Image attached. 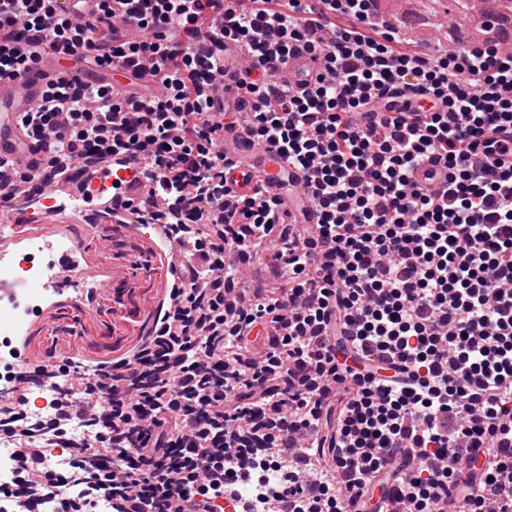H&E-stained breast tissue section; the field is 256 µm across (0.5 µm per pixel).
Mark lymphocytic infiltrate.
I'll return each instance as SVG.
<instances>
[{"label": "lymphocytic infiltrate", "instance_id": "lymphocytic-infiltrate-1", "mask_svg": "<svg viewBox=\"0 0 512 512\" xmlns=\"http://www.w3.org/2000/svg\"><path fill=\"white\" fill-rule=\"evenodd\" d=\"M372 3L96 0L98 21L143 32L128 41L92 39L86 0H0V77L44 55L74 64L28 116L30 139L91 176L141 161L133 212L187 257L146 336L76 391L90 436L73 458L131 452L139 468L48 480L44 448L0 420L46 496L83 512L99 495L109 512H225L224 471L250 455L288 465L275 512H376L390 483L405 512H512V147L493 140L512 128V54L489 40L430 56ZM228 42L252 61L238 84L257 101L255 139L306 174V229L277 223L275 199L224 209L214 134L238 115L209 89ZM297 46L325 62L303 90L276 79ZM429 158L446 189L412 184ZM261 252L282 272L244 287Z\"/></svg>", "mask_w": 512, "mask_h": 512}]
</instances>
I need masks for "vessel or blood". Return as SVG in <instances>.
<instances>
[{
    "mask_svg": "<svg viewBox=\"0 0 512 512\" xmlns=\"http://www.w3.org/2000/svg\"><path fill=\"white\" fill-rule=\"evenodd\" d=\"M319 59L304 48L291 51L281 65L278 77L298 88L313 83L321 72ZM72 74L62 69L38 66L16 76L0 78V167L32 168L38 179L25 183L20 192L8 202L16 218L0 224V300L15 302L16 287L11 277L10 264L21 251H37L49 256L44 276L32 285L33 294L42 298L43 309L54 307L58 300L92 308L97 304L101 288V273L89 262L84 246L76 238L61 234L57 224H68L87 216L98 219V211L89 210L90 198H106L116 214H124L120 201L112 197V179L98 175L83 181L75 170H68V183L77 187L64 207L51 204L54 181L49 180L51 158L38 150L29 140L22 120L39 101L48 82L71 79ZM216 106L250 109L253 102L247 95L238 93L233 86L214 92ZM215 137L231 163L224 170L226 191L225 205H233L242 196L254 194L281 196L283 204L278 211L283 224H311L315 212L300 198L287 195L289 182L297 171L287 159L270 145H257L251 138L248 126L220 129ZM413 181L419 189L430 191L448 182V171L442 165L423 162L413 172ZM41 201L42 209H32V201Z\"/></svg>",
    "mask_w": 512,
    "mask_h": 512,
    "instance_id": "1",
    "label": "vessel or blood"
}]
</instances>
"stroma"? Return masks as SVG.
<instances>
[{
	"mask_svg": "<svg viewBox=\"0 0 512 512\" xmlns=\"http://www.w3.org/2000/svg\"><path fill=\"white\" fill-rule=\"evenodd\" d=\"M380 2L387 21L415 48L428 40L452 55L460 40L485 35L471 10L456 7L452 0ZM64 231L83 244L91 262L115 270L118 285L103 289L97 309L83 311L64 304L49 311L29 352L38 358L64 355L88 363L120 359L138 344L165 298L167 276L158 264V238L152 232L116 233L104 220L68 224Z\"/></svg>",
	"mask_w": 512,
	"mask_h": 512,
	"instance_id": "35a3bbf8",
	"label": "stroma"
}]
</instances>
